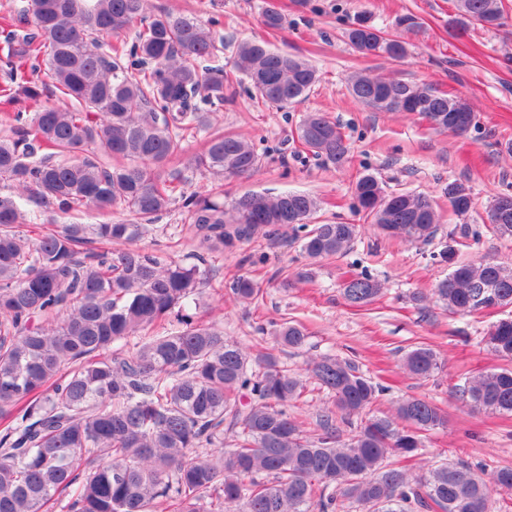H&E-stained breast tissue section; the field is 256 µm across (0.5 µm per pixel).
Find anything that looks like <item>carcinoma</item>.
Returning <instances> with one entry per match:
<instances>
[{
	"mask_svg": "<svg viewBox=\"0 0 512 512\" xmlns=\"http://www.w3.org/2000/svg\"><path fill=\"white\" fill-rule=\"evenodd\" d=\"M457 27L503 26V0H457ZM148 0H25L18 11L31 31L7 34L0 59L7 104L30 112L9 116L0 136V512H512V467L474 470L447 462L414 476L404 461L418 455L422 435L448 418L415 397L391 414L372 407L387 387L350 361L323 355L307 372L333 397V407L307 429L288 413L302 397L298 377L275 362L252 364L215 321L188 313L208 272L137 246L180 195L198 245L234 252L258 235L304 233L302 251L317 262L344 254L354 224H306L317 201L304 193H245L229 205L185 194L174 165L184 134L210 128L224 103L227 73L199 69L217 51L213 30L195 17L148 15ZM268 30L285 15L271 5ZM134 30L132 43L109 36ZM362 55H407L404 42L361 16L346 31ZM252 95L280 109L319 81L306 61L260 41L238 45L233 63ZM44 73L62 104L43 106ZM352 96L377 112H412L448 132L440 117L472 113L468 103L430 85L349 78ZM298 139L318 158L343 165L350 149L336 121L308 112ZM102 153L108 161L98 160ZM215 178L250 176L261 156L249 141L219 131L190 158ZM355 193L371 223L391 237L426 244L439 215L423 195L384 194L361 173ZM489 210L487 229L512 237V207ZM119 206L129 219L102 224L45 222L41 213ZM238 301L259 292L251 278L229 284ZM343 296L362 307L381 283L358 276ZM433 295L453 314L512 305V269L481 261L454 267ZM282 345L301 348L308 333L284 322ZM131 337L128 356L112 353ZM488 346L512 361V320L491 328ZM404 370L425 378L439 368L424 345L409 350ZM473 410L512 414V366L465 378L458 387ZM366 419L345 438L341 426ZM232 447H224V430Z\"/></svg>",
	"mask_w": 512,
	"mask_h": 512,
	"instance_id": "obj_1",
	"label": "carcinoma"
}]
</instances>
